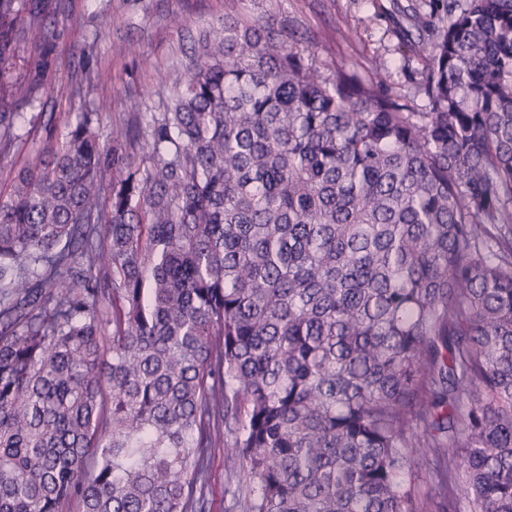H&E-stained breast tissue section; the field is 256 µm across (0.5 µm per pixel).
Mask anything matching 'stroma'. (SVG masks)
I'll return each instance as SVG.
<instances>
[{
  "instance_id": "obj_1",
  "label": "stroma",
  "mask_w": 512,
  "mask_h": 512,
  "mask_svg": "<svg viewBox=\"0 0 512 512\" xmlns=\"http://www.w3.org/2000/svg\"><path fill=\"white\" fill-rule=\"evenodd\" d=\"M53 39L42 47L20 44L13 65L18 92L13 103L22 116L26 140L0 156V190L26 161L46 149L59 131L50 114L62 115L110 104L100 113L102 135L132 124V103L161 111L173 91L175 71L200 31L218 25L228 0H55ZM428 12L429 0H256L255 12L287 16L312 45L324 72L350 70L380 82L385 92L423 105L415 89L426 62L397 24L394 4ZM44 57L42 70L31 66ZM82 84L85 95L69 88ZM203 493L209 512H243L248 483L224 469V451L212 449Z\"/></svg>"
}]
</instances>
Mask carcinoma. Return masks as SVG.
Instances as JSON below:
<instances>
[{"label": "carcinoma", "mask_w": 512, "mask_h": 512, "mask_svg": "<svg viewBox=\"0 0 512 512\" xmlns=\"http://www.w3.org/2000/svg\"><path fill=\"white\" fill-rule=\"evenodd\" d=\"M430 8L396 6L421 112L231 0L148 127L101 139L102 103L17 171L0 512H206L221 447L245 512H512V0ZM24 11L0 154L19 42L53 37Z\"/></svg>", "instance_id": "carcinoma-1"}]
</instances>
